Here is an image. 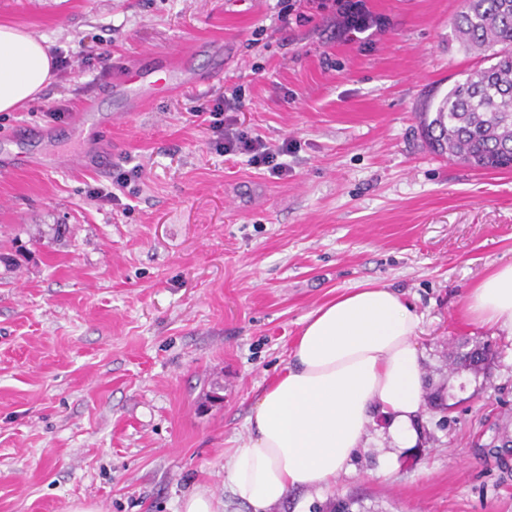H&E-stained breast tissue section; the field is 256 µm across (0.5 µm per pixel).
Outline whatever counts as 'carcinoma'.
I'll list each match as a JSON object with an SVG mask.
<instances>
[{
    "mask_svg": "<svg viewBox=\"0 0 512 512\" xmlns=\"http://www.w3.org/2000/svg\"><path fill=\"white\" fill-rule=\"evenodd\" d=\"M455 39L486 65L467 73L435 107L420 113L428 146L483 171L512 169V0H465ZM497 357L489 343L458 353L456 372L477 371Z\"/></svg>",
    "mask_w": 512,
    "mask_h": 512,
    "instance_id": "cac0c4a2",
    "label": "carcinoma"
}]
</instances>
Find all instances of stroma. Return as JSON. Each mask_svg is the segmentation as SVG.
Masks as SVG:
<instances>
[{"instance_id": "1", "label": "stroma", "mask_w": 512, "mask_h": 512, "mask_svg": "<svg viewBox=\"0 0 512 512\" xmlns=\"http://www.w3.org/2000/svg\"><path fill=\"white\" fill-rule=\"evenodd\" d=\"M383 30L340 34L279 0H0V23L64 61L38 100L0 113V512H178L224 483V451L283 370L301 320L344 289L386 285L421 318L420 446L383 468L378 432L332 489L270 512H512V338L464 297L512 260V171L431 152L419 114L478 57L464 0H365ZM193 90L125 113L128 65L194 51ZM240 88L238 128L296 142L276 178L225 156L198 106ZM87 102L89 129L72 116ZM69 152L73 168L51 167ZM137 170L114 189L117 170ZM116 190L120 201L94 198ZM500 355L454 373L459 346Z\"/></svg>"}]
</instances>
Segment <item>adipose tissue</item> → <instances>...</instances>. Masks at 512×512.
I'll return each mask as SVG.
<instances>
[{
	"label": "adipose tissue",
	"instance_id": "adipose-tissue-1",
	"mask_svg": "<svg viewBox=\"0 0 512 512\" xmlns=\"http://www.w3.org/2000/svg\"><path fill=\"white\" fill-rule=\"evenodd\" d=\"M55 61L44 40L0 24V112L35 100ZM476 325L512 336V263L468 288ZM420 318L375 283L341 292L302 321L283 373L247 418V433L224 456V480L249 512H268L294 490H328L378 428L390 461L417 447L425 406Z\"/></svg>",
	"mask_w": 512,
	"mask_h": 512
}]
</instances>
